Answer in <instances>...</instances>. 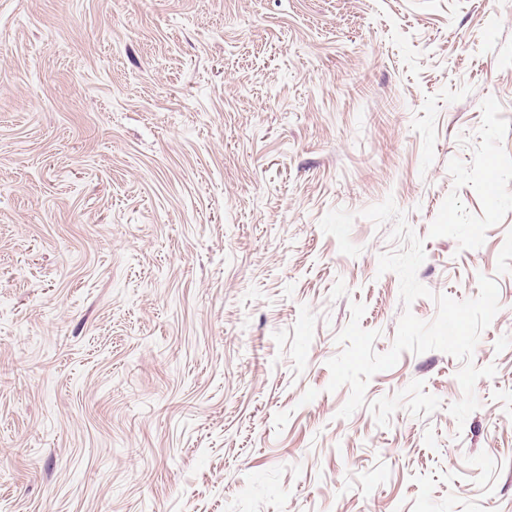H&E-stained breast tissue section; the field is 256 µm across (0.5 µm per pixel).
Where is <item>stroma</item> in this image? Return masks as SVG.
<instances>
[{"label": "stroma", "mask_w": 512, "mask_h": 512, "mask_svg": "<svg viewBox=\"0 0 512 512\" xmlns=\"http://www.w3.org/2000/svg\"><path fill=\"white\" fill-rule=\"evenodd\" d=\"M389 197L417 318L498 285L461 426L441 351L327 389ZM0 512H512V0H0Z\"/></svg>", "instance_id": "obj_1"}]
</instances>
